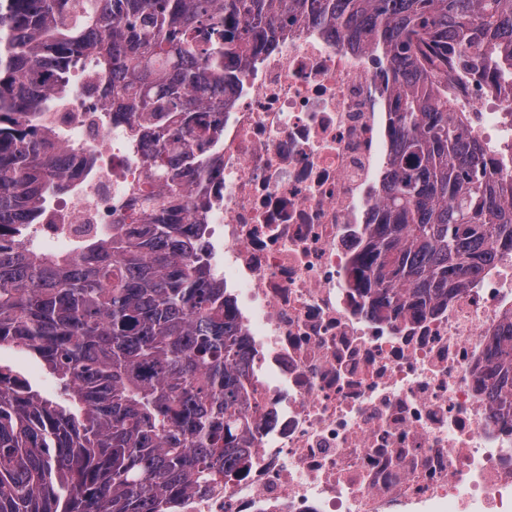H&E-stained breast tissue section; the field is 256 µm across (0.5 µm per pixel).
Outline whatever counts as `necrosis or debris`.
Returning <instances> with one entry per match:
<instances>
[{
  "mask_svg": "<svg viewBox=\"0 0 512 512\" xmlns=\"http://www.w3.org/2000/svg\"><path fill=\"white\" fill-rule=\"evenodd\" d=\"M224 67V108L202 114L214 169L201 181L177 165L189 195L170 221L205 225L246 340L251 454L179 512H512V414L481 380L512 319V249L434 308L371 310L354 264L383 221L394 68L315 14ZM96 85L83 71L50 118L73 189L35 227L45 249L145 221L155 136L109 119ZM448 98L488 148V177L511 180L512 88L452 68Z\"/></svg>",
  "mask_w": 512,
  "mask_h": 512,
  "instance_id": "obj_1",
  "label": "necrosis or debris"
}]
</instances>
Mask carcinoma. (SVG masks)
<instances>
[{
  "mask_svg": "<svg viewBox=\"0 0 512 512\" xmlns=\"http://www.w3.org/2000/svg\"><path fill=\"white\" fill-rule=\"evenodd\" d=\"M307 6L399 64L384 223L358 259L371 308L446 300L512 245L508 186L486 178L482 143L420 65L457 43L471 69L512 81V0H0V350L39 358L62 394L0 363V512H175L248 458V354L192 225L161 218L183 193L165 156L207 136L190 112L223 103L224 59ZM88 65L105 107L156 133L165 191L144 200L157 221L38 251L30 229L70 184L37 122ZM485 374L511 412L512 323Z\"/></svg>",
  "mask_w": 512,
  "mask_h": 512,
  "instance_id": "obj_1",
  "label": "carcinoma"
}]
</instances>
